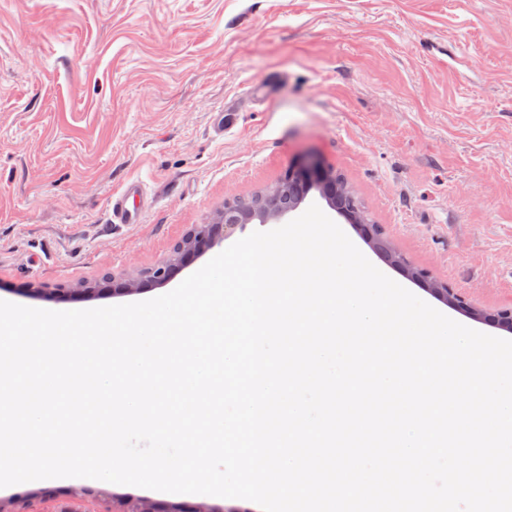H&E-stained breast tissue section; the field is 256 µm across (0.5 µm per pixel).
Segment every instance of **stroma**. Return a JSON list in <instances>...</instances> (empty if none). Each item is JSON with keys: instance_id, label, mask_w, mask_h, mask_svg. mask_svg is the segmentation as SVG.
Wrapping results in <instances>:
<instances>
[{"instance_id": "35a3bbf8", "label": "stroma", "mask_w": 512, "mask_h": 512, "mask_svg": "<svg viewBox=\"0 0 512 512\" xmlns=\"http://www.w3.org/2000/svg\"><path fill=\"white\" fill-rule=\"evenodd\" d=\"M309 152L433 282L512 309V0H0V300L109 306L49 293L103 279L130 303L168 293L144 272ZM132 180L151 206L111 223ZM305 202L432 302L318 190ZM53 488L80 512L176 499Z\"/></svg>"}]
</instances>
